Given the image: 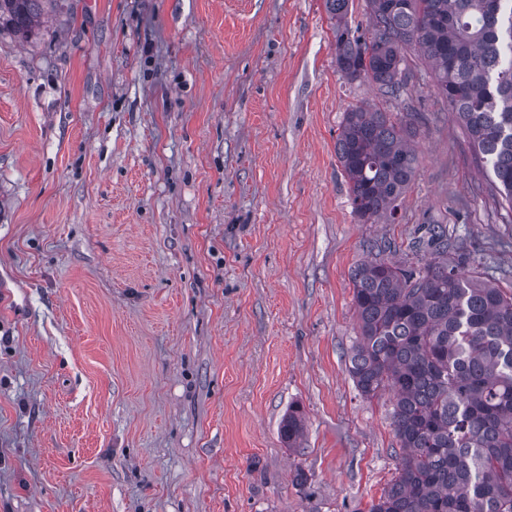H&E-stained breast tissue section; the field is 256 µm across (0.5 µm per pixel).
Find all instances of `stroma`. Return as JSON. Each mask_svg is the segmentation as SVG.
Instances as JSON below:
<instances>
[{
    "label": "stroma",
    "instance_id": "1",
    "mask_svg": "<svg viewBox=\"0 0 512 512\" xmlns=\"http://www.w3.org/2000/svg\"><path fill=\"white\" fill-rule=\"evenodd\" d=\"M336 63L324 0H55L0 31V512H367L397 475L352 273L435 224L512 287L463 129ZM423 113L397 219L354 212L345 112ZM306 416L298 448L280 437ZM305 420L302 411L296 407L288 411L280 426V434L288 448H295L304 432Z\"/></svg>",
    "mask_w": 512,
    "mask_h": 512
}]
</instances>
